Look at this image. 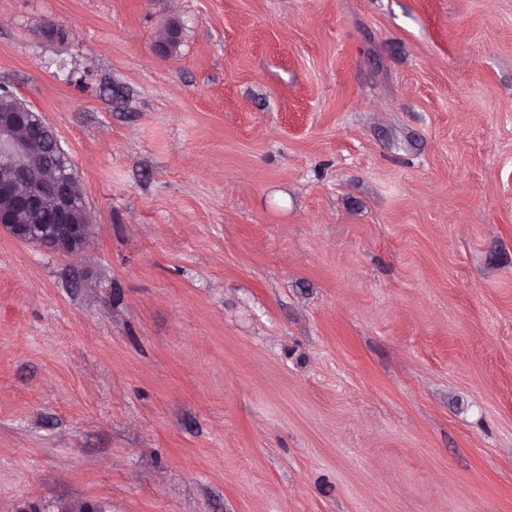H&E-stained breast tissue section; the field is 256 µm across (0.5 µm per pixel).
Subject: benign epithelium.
I'll return each mask as SVG.
<instances>
[{
    "mask_svg": "<svg viewBox=\"0 0 512 512\" xmlns=\"http://www.w3.org/2000/svg\"><path fill=\"white\" fill-rule=\"evenodd\" d=\"M46 145L65 163V177L43 181L33 176L32 159ZM0 164L9 170L7 176H0V196L14 201V208L0 209V229L21 243L46 241L51 252L83 250L89 218L85 200L76 189L73 163L56 136L48 137L32 126V114L24 105L17 112L0 115ZM48 201L52 204L50 223H15L16 211L36 213Z\"/></svg>",
    "mask_w": 512,
    "mask_h": 512,
    "instance_id": "7a95c632",
    "label": "benign epithelium"
}]
</instances>
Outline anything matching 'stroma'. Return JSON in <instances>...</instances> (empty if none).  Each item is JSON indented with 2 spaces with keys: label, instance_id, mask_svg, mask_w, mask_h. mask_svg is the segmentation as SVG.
<instances>
[{
  "label": "stroma",
  "instance_id": "35a3bbf8",
  "mask_svg": "<svg viewBox=\"0 0 512 512\" xmlns=\"http://www.w3.org/2000/svg\"><path fill=\"white\" fill-rule=\"evenodd\" d=\"M0 84L93 229L0 231V512H512V0H0Z\"/></svg>",
  "mask_w": 512,
  "mask_h": 512
}]
</instances>
